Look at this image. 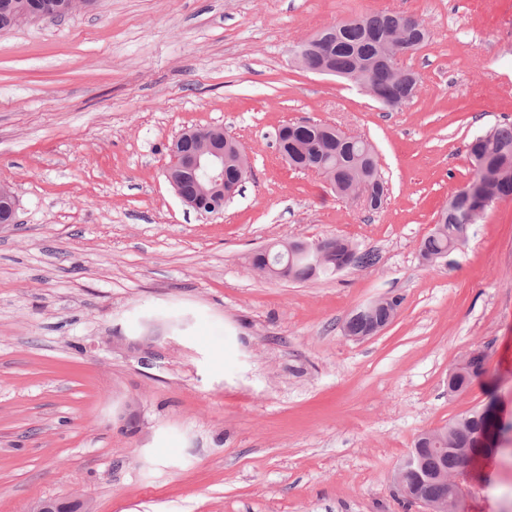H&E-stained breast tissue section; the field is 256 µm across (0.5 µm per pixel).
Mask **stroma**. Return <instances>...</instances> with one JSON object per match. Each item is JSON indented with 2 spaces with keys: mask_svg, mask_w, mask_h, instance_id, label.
Instances as JSON below:
<instances>
[{
  "mask_svg": "<svg viewBox=\"0 0 512 512\" xmlns=\"http://www.w3.org/2000/svg\"><path fill=\"white\" fill-rule=\"evenodd\" d=\"M391 9L430 40L388 108L300 68L321 29ZM367 138L381 209L291 169L274 133ZM512 123V0H94L0 32V512L78 496L95 512H417L392 476L420 433L495 402L507 432L463 512H512V198L435 264L419 244L472 178L466 145ZM221 128L252 175L223 214L165 178L181 130ZM349 240L373 265L274 281L252 255ZM385 296L379 335L342 325ZM149 342L150 353L140 349ZM486 372L462 394L465 355ZM484 372L485 356L481 352L473 353L469 356L463 373L456 375L448 382V392L455 394L465 391L473 380L482 376Z\"/></svg>",
  "mask_w": 512,
  "mask_h": 512,
  "instance_id": "stroma-1",
  "label": "stroma"
}]
</instances>
